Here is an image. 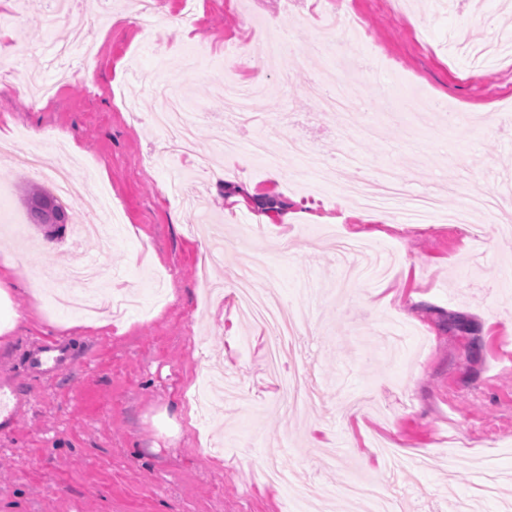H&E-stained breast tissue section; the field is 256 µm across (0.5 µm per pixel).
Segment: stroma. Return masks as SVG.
Wrapping results in <instances>:
<instances>
[{
    "mask_svg": "<svg viewBox=\"0 0 512 512\" xmlns=\"http://www.w3.org/2000/svg\"><path fill=\"white\" fill-rule=\"evenodd\" d=\"M319 0H199L191 33L171 23L179 0H155L151 16L132 0H111L90 36L92 61L73 48L51 62L48 45L72 36L50 21L52 0L0 7V127L62 134L78 167L106 187L119 216L101 238L77 240L75 227L97 210L69 203L70 224L43 251L29 223L25 186L33 171L0 157V254L15 258L11 302L27 321L0 347V385L17 411L0 425V512H348L342 501L290 499L262 474L276 468L317 491L361 479L395 497L394 512H448L471 500L475 512H504L512 501V52H494L512 29L507 0H326L352 10L359 29H325ZM290 49L266 67L273 94L260 121L224 129L217 94L225 72L249 76L225 55L228 43L253 54L271 28ZM340 42L351 89H372L373 108L343 117L316 113L306 94L315 78L332 83ZM307 49L306 67L294 54ZM57 84L32 107L31 83ZM163 86L209 118L196 141L239 179L269 188L271 166L286 173L278 204H316L320 233L296 219L265 224L256 207L233 209L224 186L194 169L150 126ZM462 123L449 125L448 108ZM266 140L267 163L224 154L225 134ZM304 138L331 162L363 160L349 180L397 169L411 193L430 191L437 212L391 226L368 221L349 198L311 179L288 144ZM491 192L498 218H482L480 238L450 224L462 196ZM265 250L271 282L288 310L305 314L302 380L317 398L293 407L266 371L265 332L231 292L253 250ZM96 261L110 305L97 315L128 323L119 334L76 327L77 312L50 308L54 277L77 259ZM46 291L33 296L28 280ZM63 341L72 363L54 379L26 361L40 342ZM206 399L187 423V392ZM388 440L394 450L365 462ZM223 467H216V460Z\"/></svg>",
    "mask_w": 512,
    "mask_h": 512,
    "instance_id": "stroma-1",
    "label": "stroma"
}]
</instances>
